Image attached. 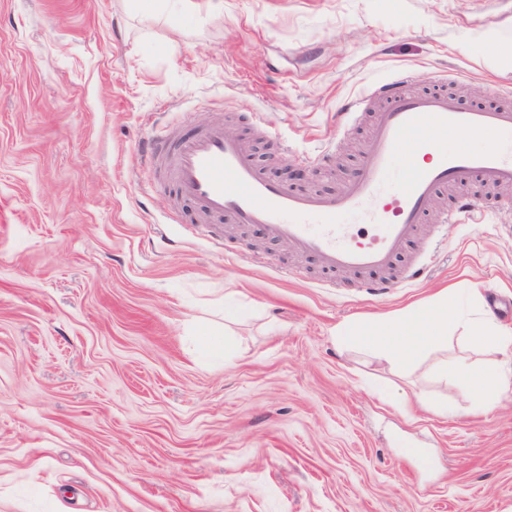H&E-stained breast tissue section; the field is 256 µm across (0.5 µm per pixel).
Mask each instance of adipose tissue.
Segmentation results:
<instances>
[{
	"label": "adipose tissue",
	"instance_id": "adipose-tissue-1",
	"mask_svg": "<svg viewBox=\"0 0 512 512\" xmlns=\"http://www.w3.org/2000/svg\"><path fill=\"white\" fill-rule=\"evenodd\" d=\"M461 328L464 340L487 355L499 356L496 364L478 365L460 360L454 365H440V376L466 385L480 394L476 408L488 410L497 397L512 387V372L501 365L512 357V330L501 328L494 319L473 321L460 309L456 293L440 294L431 303L411 307L383 318L353 323L343 332L344 343L354 345L363 355L387 362L402 370L430 349L447 343L449 327Z\"/></svg>",
	"mask_w": 512,
	"mask_h": 512
}]
</instances>
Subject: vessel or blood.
Instances as JSON below:
<instances>
[{"mask_svg": "<svg viewBox=\"0 0 512 512\" xmlns=\"http://www.w3.org/2000/svg\"><path fill=\"white\" fill-rule=\"evenodd\" d=\"M408 73L370 87L346 109L349 121L375 99L387 104L374 115L357 180L337 194L296 193L269 180L242 140L225 136L214 123L151 143L145 166L164 174L178 195L199 204L206 216L255 227L260 237L287 242L312 256L325 275L364 277L374 294L387 293V274L414 240L425 216L436 215L438 192L477 181L488 187L512 186V106L464 109L444 92L409 94ZM457 144H449V137ZM489 141L476 149L472 140ZM428 164H419V157ZM403 178L390 184L394 168ZM443 223L480 222L478 200H461L441 216ZM371 225L354 238L350 221Z\"/></svg>", "mask_w": 512, "mask_h": 512, "instance_id": "1", "label": "vessel or blood"}]
</instances>
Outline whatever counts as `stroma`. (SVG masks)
I'll return each mask as SVG.
<instances>
[{"label": "stroma", "mask_w": 512, "mask_h": 512, "mask_svg": "<svg viewBox=\"0 0 512 512\" xmlns=\"http://www.w3.org/2000/svg\"><path fill=\"white\" fill-rule=\"evenodd\" d=\"M490 32L512 48V0H0V512H512V389L473 413L434 368L485 355L452 337L400 372L336 341L449 288L512 328L511 201L474 187L483 223L425 222V274L373 296L142 158L219 121L271 180L338 192L369 135L337 131L347 101L451 70L496 106Z\"/></svg>", "instance_id": "obj_1"}]
</instances>
